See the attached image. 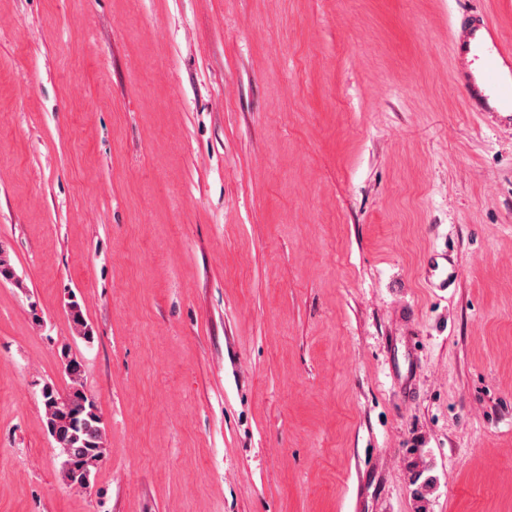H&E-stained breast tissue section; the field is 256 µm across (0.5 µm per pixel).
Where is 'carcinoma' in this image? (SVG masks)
<instances>
[{
	"mask_svg": "<svg viewBox=\"0 0 512 512\" xmlns=\"http://www.w3.org/2000/svg\"><path fill=\"white\" fill-rule=\"evenodd\" d=\"M68 311L77 333L85 339L90 338L79 303L71 301ZM67 377L70 381L69 392L77 402L76 408L66 410L57 406V390L49 384L43 386L42 397L47 431L63 457L62 478L66 484L81 488L85 470L90 468L91 462L101 460L106 453L105 432L97 405L86 401L82 366L77 360H72Z\"/></svg>",
	"mask_w": 512,
	"mask_h": 512,
	"instance_id": "cac0c4a2",
	"label": "carcinoma"
}]
</instances>
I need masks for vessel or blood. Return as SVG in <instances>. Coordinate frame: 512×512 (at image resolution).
I'll use <instances>...</instances> for the list:
<instances>
[{
    "instance_id": "vessel-or-blood-1",
    "label": "vessel or blood",
    "mask_w": 512,
    "mask_h": 512,
    "mask_svg": "<svg viewBox=\"0 0 512 512\" xmlns=\"http://www.w3.org/2000/svg\"><path fill=\"white\" fill-rule=\"evenodd\" d=\"M451 52L456 82L473 112H512V49L497 38L490 22L474 14L456 36Z\"/></svg>"
}]
</instances>
